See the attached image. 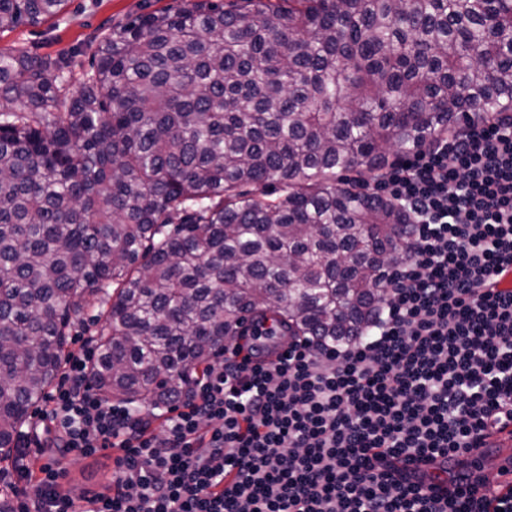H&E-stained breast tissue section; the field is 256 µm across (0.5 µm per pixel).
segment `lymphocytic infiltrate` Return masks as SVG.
<instances>
[{
  "instance_id": "f902f5d3",
  "label": "lymphocytic infiltrate",
  "mask_w": 512,
  "mask_h": 512,
  "mask_svg": "<svg viewBox=\"0 0 512 512\" xmlns=\"http://www.w3.org/2000/svg\"><path fill=\"white\" fill-rule=\"evenodd\" d=\"M410 216L412 246L352 340L226 344L163 433L104 400L90 347L70 355L0 471L11 512H512L401 474L398 457L481 448L512 426V115L471 120L392 164L373 187ZM57 451L31 473L28 442ZM121 449L103 492L59 490L60 454Z\"/></svg>"
}]
</instances>
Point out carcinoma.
Listing matches in <instances>:
<instances>
[{
    "instance_id": "carcinoma-1",
    "label": "carcinoma",
    "mask_w": 512,
    "mask_h": 512,
    "mask_svg": "<svg viewBox=\"0 0 512 512\" xmlns=\"http://www.w3.org/2000/svg\"><path fill=\"white\" fill-rule=\"evenodd\" d=\"M71 65L0 48V459L79 325L93 388L153 409L232 336L357 335L410 224L361 184L512 111V0H189Z\"/></svg>"
}]
</instances>
